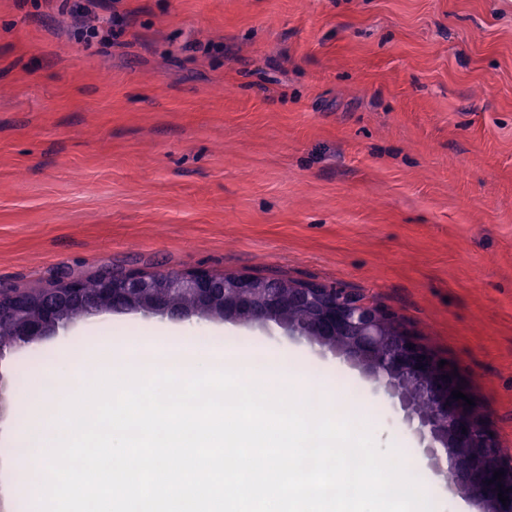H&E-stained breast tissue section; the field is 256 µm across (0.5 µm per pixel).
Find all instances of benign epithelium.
I'll use <instances>...</instances> for the list:
<instances>
[{"label": "benign epithelium", "mask_w": 512, "mask_h": 512, "mask_svg": "<svg viewBox=\"0 0 512 512\" xmlns=\"http://www.w3.org/2000/svg\"><path fill=\"white\" fill-rule=\"evenodd\" d=\"M97 282L99 288L91 293L74 279L36 293L0 291V320L15 324L12 338L0 343V357L8 349L68 332L76 320L63 312L74 306L82 307L86 317L123 313L277 328L289 339L318 346L323 355L343 359L378 384L417 438L428 466L445 474L448 484L476 502L481 512H512V454L490 435L478 406L452 397L457 387L470 394L453 375V365L438 367L441 358L374 299L274 275L204 270L108 271ZM186 294L195 296L194 307L175 302ZM297 307L307 312L306 321L284 318ZM496 471L504 472L499 480L494 479ZM500 484L507 489L505 503L498 499Z\"/></svg>", "instance_id": "benign-epithelium-1"}]
</instances>
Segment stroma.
<instances>
[{
    "label": "stroma",
    "mask_w": 512,
    "mask_h": 512,
    "mask_svg": "<svg viewBox=\"0 0 512 512\" xmlns=\"http://www.w3.org/2000/svg\"><path fill=\"white\" fill-rule=\"evenodd\" d=\"M118 46L56 0H0V289L103 271L247 272L376 298L472 389L512 452V0H99ZM78 322L81 339L144 327ZM300 352L386 433L388 399ZM54 339L0 359L17 385Z\"/></svg>",
    "instance_id": "obj_1"
}]
</instances>
